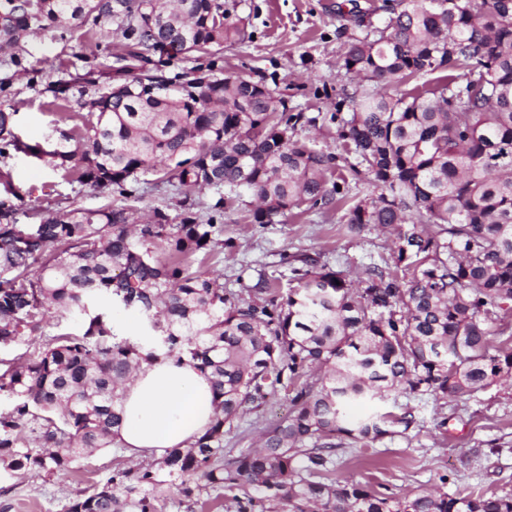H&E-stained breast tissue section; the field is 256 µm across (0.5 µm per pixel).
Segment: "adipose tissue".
<instances>
[{
  "label": "adipose tissue",
  "mask_w": 512,
  "mask_h": 512,
  "mask_svg": "<svg viewBox=\"0 0 512 512\" xmlns=\"http://www.w3.org/2000/svg\"><path fill=\"white\" fill-rule=\"evenodd\" d=\"M122 409L118 441L127 453L146 460L187 447L214 415L208 379L173 358L142 364L125 385Z\"/></svg>",
  "instance_id": "obj_1"
}]
</instances>
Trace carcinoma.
I'll list each match as a JSON object with an SVG mask.
<instances>
[{
	"mask_svg": "<svg viewBox=\"0 0 512 512\" xmlns=\"http://www.w3.org/2000/svg\"><path fill=\"white\" fill-rule=\"evenodd\" d=\"M389 20L347 43L344 74L363 83L336 109L353 146L352 179L373 190L344 214L393 236V267H367L358 282L319 259L295 257L286 294L258 275L247 292L224 294L220 276L193 269L221 244L224 197L249 194L254 224L293 209H341L349 180L336 157L295 137L301 112L276 90L244 78L195 76L170 93L163 57L208 54L244 40L224 0H0L3 60L26 70L22 44L34 29L67 34L116 26L117 68L134 83H99L90 69L51 87L67 108L90 95L89 119L59 127L50 149L20 142L0 109V158L44 160L69 184L105 203L17 221L23 197L0 169V471L48 478L96 449L117 448L120 390L145 362L175 357L209 378L214 417L186 448L140 468L115 467L62 512H512V494L418 493L398 497L333 471L336 438L378 441L416 423L413 409L350 419V405L390 397H473L512 379V350L492 340L512 331V0H397ZM429 74L433 84L388 93ZM183 195L178 223L161 209L146 223L125 203L140 177ZM218 198L207 222L195 195ZM105 300L146 319V345L115 333ZM58 312L76 332L45 330ZM288 417L259 447L224 460V435L277 388Z\"/></svg>",
	"mask_w": 512,
	"mask_h": 512,
	"instance_id": "1",
	"label": "carcinoma"
}]
</instances>
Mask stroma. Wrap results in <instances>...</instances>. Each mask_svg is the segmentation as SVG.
<instances>
[{
    "label": "stroma",
    "instance_id": "obj_1",
    "mask_svg": "<svg viewBox=\"0 0 512 512\" xmlns=\"http://www.w3.org/2000/svg\"><path fill=\"white\" fill-rule=\"evenodd\" d=\"M224 4L243 28L244 41L224 44L210 59H173L164 66V75L171 78L210 66L219 77L262 82L282 93L289 112L306 117V124L296 129L298 138L336 156L338 164L353 161L331 115L341 90H354L356 84L339 72L337 63L345 45L362 35V22L380 25L388 20L384 0H224ZM354 4L362 11V22L348 14ZM340 8L346 9L345 17L337 16ZM120 40L119 34H112L106 48L99 50L94 39L82 32L64 41L59 30L48 26L24 44L26 71L15 73L0 64V79L12 80L9 95L0 96V109L12 113L16 136L29 144H52L62 121L59 111L49 106V85L76 79L93 67L108 70L121 51ZM10 168L23 197L20 223H35L39 213L50 208L93 209L100 204L90 189L61 182L36 157L15 154ZM246 208L243 198L225 203L224 243L201 264L203 270L222 273L225 291L242 293L261 272L287 287L292 255L321 258L352 279L362 275L366 264L391 258L389 234L369 226L351 232L339 212L312 210L287 214L278 224H250L243 219ZM287 413L288 393L277 390L225 435V456L257 447L265 429ZM415 416L408 430L368 445L341 440L334 456L337 476H350L378 492L400 497L438 487L451 494H512V384L504 382L444 405L422 401L415 405ZM120 462L131 466L135 459L106 448L51 479L19 472L0 480V503H10L9 512H60L70 498L104 479Z\"/></svg>",
    "mask_w": 512,
    "mask_h": 512
}]
</instances>
